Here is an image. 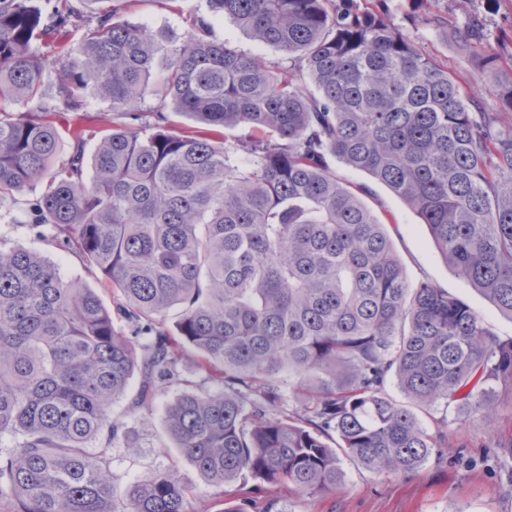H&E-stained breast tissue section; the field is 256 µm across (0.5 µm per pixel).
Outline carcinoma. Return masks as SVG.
<instances>
[{
	"label": "carcinoma",
	"instance_id": "carcinoma-1",
	"mask_svg": "<svg viewBox=\"0 0 512 512\" xmlns=\"http://www.w3.org/2000/svg\"><path fill=\"white\" fill-rule=\"evenodd\" d=\"M83 2L0 0V204L44 183L28 226L104 277L87 288L40 252L0 245V435L18 437L0 453V512H191L175 467L115 486L112 449L129 436L112 405L136 374L133 411L180 388L167 433L210 498L233 488L232 512H272L283 488L334 492L345 459L404 476L442 460L448 421L428 429L416 410L488 415L512 393V337L408 281L328 158L390 188L458 277L512 317V127L479 111L382 0H208L287 55L286 74L204 18L169 47L111 0L83 19ZM413 2L422 23L448 29L435 0ZM456 34L512 114V60L484 50L475 17ZM40 45L64 58L57 97L14 112L42 97ZM91 94L112 111L96 132L73 116ZM166 108L194 125L169 129ZM63 126L73 151L60 161ZM229 129L244 131L232 148ZM246 476L262 482L260 508Z\"/></svg>",
	"mask_w": 512,
	"mask_h": 512
}]
</instances>
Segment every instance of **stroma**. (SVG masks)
Masks as SVG:
<instances>
[{"label": "stroma", "mask_w": 512, "mask_h": 512, "mask_svg": "<svg viewBox=\"0 0 512 512\" xmlns=\"http://www.w3.org/2000/svg\"><path fill=\"white\" fill-rule=\"evenodd\" d=\"M385 5L391 10L394 23L424 54L447 65L449 73L475 94L485 111H498L491 76L471 62L455 39L423 24L409 0H385ZM119 6L124 18L146 26L170 45L182 44L190 20L209 13L207 0H176L171 7L163 0H120ZM437 8L447 14L453 26L471 16L480 18L487 51L503 58L512 56V0H439ZM213 26L218 39L262 59L275 72L287 70V58L274 48L250 40L229 22L217 19ZM332 167L345 184L365 188L364 201L385 224L411 280H426L462 297L500 338L512 337V318L501 314L456 275L436 250L428 226L405 203L366 173L337 160ZM42 189V183H32L14 200L0 205V243L39 251L56 262L64 277L90 288H101L99 275L89 272L74 254L59 249L49 236L27 231L28 205ZM175 395L172 389L160 395L146 414L128 411L124 398L113 405L112 414L123 422L133 445L128 448L120 444L113 449L112 474L122 489L144 473L176 467L191 490V506L200 512L208 486L166 434L165 406ZM441 418L448 421L451 443L461 449L459 459L440 464L428 462L409 476L377 475L347 460L343 463L341 489L308 499L292 492L281 493V512H512V473L503 467L491 447L495 435L512 434V396L498 394L486 417L474 415L462 420L455 410L442 406L420 416L427 427Z\"/></svg>", "instance_id": "1"}]
</instances>
